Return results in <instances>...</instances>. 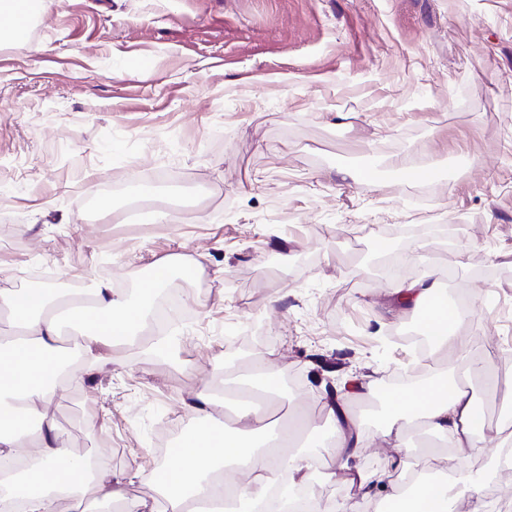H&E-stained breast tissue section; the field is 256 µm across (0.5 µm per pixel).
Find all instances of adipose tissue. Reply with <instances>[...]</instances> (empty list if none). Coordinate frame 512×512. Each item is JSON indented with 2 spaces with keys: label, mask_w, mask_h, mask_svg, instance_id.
I'll return each mask as SVG.
<instances>
[{
  "label": "adipose tissue",
  "mask_w": 512,
  "mask_h": 512,
  "mask_svg": "<svg viewBox=\"0 0 512 512\" xmlns=\"http://www.w3.org/2000/svg\"><path fill=\"white\" fill-rule=\"evenodd\" d=\"M31 294L33 301L26 304L19 291L0 289V309L8 313L9 325L21 332L19 340L0 343V498L16 503L19 512H59L69 499L76 512H110L116 502L122 503L123 512H143L146 501L125 498L121 480L104 458L90 466L72 457L47 407L61 389L60 314L77 318L73 344L84 362L99 367L110 361L106 345L134 342L146 326L150 311L144 300L150 290L140 289L138 298L125 299L99 281L62 307L51 289L35 288ZM87 311L94 312L93 320H81ZM386 399L396 413L381 435L391 439L397 451L388 455L380 475L391 485L380 500L372 479L349 465L366 446L361 427L347 418L342 403L323 405L331 443L328 465L343 471L352 490L336 512H367L373 501L380 512L390 505L395 512H453L455 500L476 488L477 477L467 463L482 451L483 426L469 389L441 377L419 392L396 389ZM263 420L256 407L248 406L237 413L234 429H189L169 468L168 483L159 488L164 497L161 512H197L196 504L203 500L217 503L221 512L231 506L236 512H256L283 471L295 484L312 486L310 457L303 450L280 455L262 448L257 433ZM414 425L450 442L461 463L452 480L438 484L417 477L402 485V478L409 477L405 437ZM230 469L237 477L228 495L214 477ZM89 488L94 498L87 504L82 495Z\"/></svg>",
  "instance_id": "adipose-tissue-1"
}]
</instances>
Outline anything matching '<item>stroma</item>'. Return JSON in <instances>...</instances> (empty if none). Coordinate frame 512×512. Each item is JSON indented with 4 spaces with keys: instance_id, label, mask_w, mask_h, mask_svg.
Instances as JSON below:
<instances>
[{
    "instance_id": "stroma-1",
    "label": "stroma",
    "mask_w": 512,
    "mask_h": 512,
    "mask_svg": "<svg viewBox=\"0 0 512 512\" xmlns=\"http://www.w3.org/2000/svg\"><path fill=\"white\" fill-rule=\"evenodd\" d=\"M396 156L429 179L405 180ZM368 167L371 182L338 174ZM155 210L168 221L137 232ZM407 252L409 279L472 301L465 359L400 340L417 314L388 295L387 256ZM174 258L204 266L176 282V363L116 346L48 408L128 498H149L159 440L223 423V405L202 420L184 401L261 351L282 385L261 431L304 419L324 512L348 489L323 465L320 405L347 377L372 383L346 400L373 438L353 461L365 474L384 467L397 374L469 382L494 438L512 387V0H42L24 40L0 44V289L41 271L128 297ZM495 343L493 389L465 360ZM493 455L472 463L492 474L478 495L507 512Z\"/></svg>"
}]
</instances>
